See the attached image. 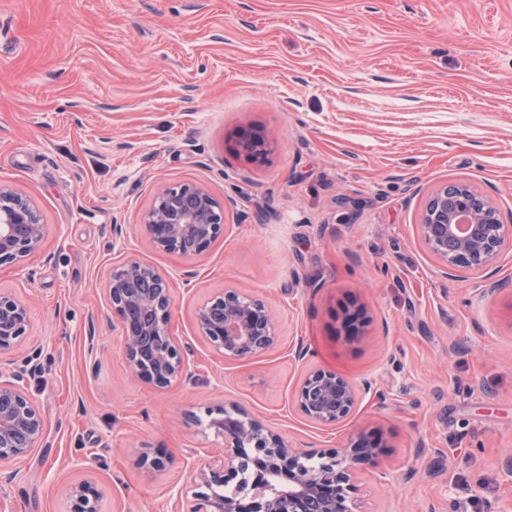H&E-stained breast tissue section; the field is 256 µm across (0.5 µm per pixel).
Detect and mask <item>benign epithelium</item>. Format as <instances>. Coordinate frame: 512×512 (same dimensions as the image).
<instances>
[{
	"instance_id": "obj_1",
	"label": "benign epithelium",
	"mask_w": 512,
	"mask_h": 512,
	"mask_svg": "<svg viewBox=\"0 0 512 512\" xmlns=\"http://www.w3.org/2000/svg\"><path fill=\"white\" fill-rule=\"evenodd\" d=\"M267 142L259 133L241 135L237 153L259 160ZM225 206L206 188L186 182L159 189L140 228L152 248L185 257L204 253L223 229ZM468 232H457L460 221ZM418 233L444 274L464 280L491 268L506 248H512V225L501 221L497 207L467 185L441 186L426 197L419 213ZM47 228L37 209L7 186H0V266L25 270L26 258L37 250ZM107 298L118 317L124 356L136 377L164 388L191 375L180 340L171 332L173 295L169 282L152 266L135 257L112 269ZM198 335L224 359L242 360L276 347L278 328L267 303L237 288H226L198 308ZM29 327L27 306L0 291V355L20 350ZM23 373L0 370V465L18 463L41 439L44 419L21 386ZM381 393L366 381L355 384L329 370L309 373L295 391V408L320 427L347 421L362 395ZM208 427L224 438V455L197 473L187 512H353L356 490L353 464L374 462L381 449L365 443L364 432L343 455L318 454L295 447L259 419L235 404L206 410ZM277 474L288 479V491L271 498L253 488L227 494L235 484L255 483L251 476ZM73 512H98L99 491L89 481L71 487Z\"/></svg>"
}]
</instances>
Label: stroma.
I'll use <instances>...</instances> for the list:
<instances>
[{
	"label": "stroma",
	"instance_id": "obj_1",
	"mask_svg": "<svg viewBox=\"0 0 512 512\" xmlns=\"http://www.w3.org/2000/svg\"><path fill=\"white\" fill-rule=\"evenodd\" d=\"M252 127L261 164L235 152ZM185 182L228 204L192 259L135 228ZM447 183L512 224V0H0V185L47 226L28 276L0 267L30 309L15 362L45 420L0 468V512H72L82 481L99 512H178L224 450L195 419L225 403L312 453L381 438L358 512H512V249L442 277L417 222ZM131 256L171 283L192 374L163 389L130 376L106 296ZM228 286L270 304L276 348L225 360L197 335ZM315 369L379 394L316 426L292 404Z\"/></svg>",
	"mask_w": 512,
	"mask_h": 512
}]
</instances>
